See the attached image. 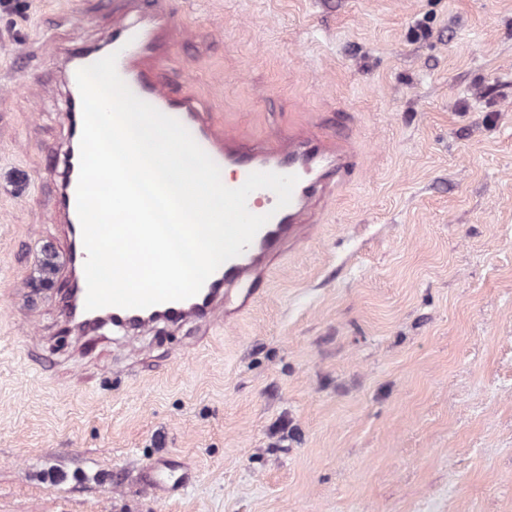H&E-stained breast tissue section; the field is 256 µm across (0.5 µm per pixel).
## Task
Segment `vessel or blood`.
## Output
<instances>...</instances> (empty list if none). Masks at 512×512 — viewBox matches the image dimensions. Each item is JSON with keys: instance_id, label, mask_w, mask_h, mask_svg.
Here are the masks:
<instances>
[{"instance_id": "obj_1", "label": "vessel or blood", "mask_w": 512, "mask_h": 512, "mask_svg": "<svg viewBox=\"0 0 512 512\" xmlns=\"http://www.w3.org/2000/svg\"><path fill=\"white\" fill-rule=\"evenodd\" d=\"M189 36L187 23L170 8L169 0H113L107 32L101 40L107 52L117 53V72L129 89L160 112L177 119L220 169L234 174L230 187L244 184L253 172L294 174L298 177L289 205L277 208V197L268 189L253 191L247 198L249 212L268 215L243 253L220 265L195 296L148 308L125 309L108 306L96 310L72 309V300L61 298L57 311L71 335L82 340L105 337L114 329L127 336L147 335L160 326H194L201 336L241 316L254 296L251 286L265 279L287 246L309 238L333 196L356 171L358 151L348 133L319 135L300 127L283 133L271 131L255 141L245 130L220 123L191 87L173 91L165 77L173 34ZM93 46H65L59 56V73L64 96L60 120L64 131L58 151L61 168L57 183L56 218L68 241L62 274L72 277L83 268L87 252L77 213L80 171L82 101L76 73L100 60ZM74 277V276H73ZM189 484L187 473L167 463L148 466L145 491L159 497Z\"/></svg>"}]
</instances>
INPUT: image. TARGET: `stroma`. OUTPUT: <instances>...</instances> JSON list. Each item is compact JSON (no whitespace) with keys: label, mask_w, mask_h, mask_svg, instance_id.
I'll return each instance as SVG.
<instances>
[{"label":"stroma","mask_w":512,"mask_h":512,"mask_svg":"<svg viewBox=\"0 0 512 512\" xmlns=\"http://www.w3.org/2000/svg\"><path fill=\"white\" fill-rule=\"evenodd\" d=\"M171 7L219 121L350 129L364 171L205 345L163 326L77 350L43 263L66 247L56 57L112 0L0 10V68L40 45L0 100V512H512V0ZM157 456L192 487L143 495Z\"/></svg>","instance_id":"stroma-1"}]
</instances>
